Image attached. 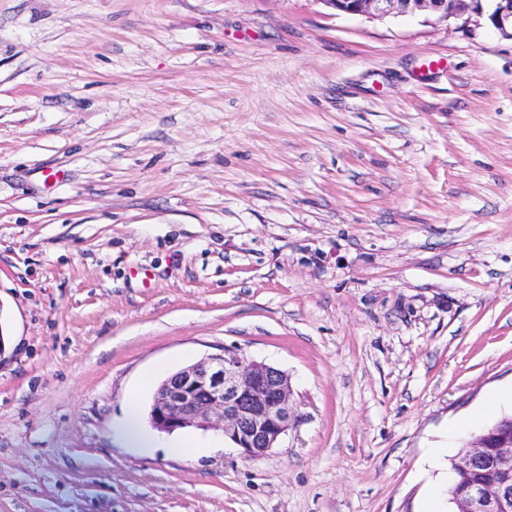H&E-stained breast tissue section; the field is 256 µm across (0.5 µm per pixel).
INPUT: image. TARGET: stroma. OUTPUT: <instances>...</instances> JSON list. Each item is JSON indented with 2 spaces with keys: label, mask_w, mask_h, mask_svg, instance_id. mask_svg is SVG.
Wrapping results in <instances>:
<instances>
[{
  "label": "stroma",
  "mask_w": 512,
  "mask_h": 512,
  "mask_svg": "<svg viewBox=\"0 0 512 512\" xmlns=\"http://www.w3.org/2000/svg\"><path fill=\"white\" fill-rule=\"evenodd\" d=\"M226 348L288 376L263 459L116 445L148 374ZM510 390L512 38L0 0V512H424L429 448Z\"/></svg>",
  "instance_id": "35a3bbf8"
}]
</instances>
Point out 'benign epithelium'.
<instances>
[{
  "mask_svg": "<svg viewBox=\"0 0 512 512\" xmlns=\"http://www.w3.org/2000/svg\"><path fill=\"white\" fill-rule=\"evenodd\" d=\"M326 7L369 18L427 12L442 20L468 23L483 13L479 0H320ZM490 24L512 36V0H492ZM153 428L171 433L216 424L257 461L276 446L295 421L288 375L238 350L210 355L166 377L158 386L149 414ZM463 470L496 474L491 484H473L455 498L456 512H512V422L496 424L471 440L458 457Z\"/></svg>",
  "mask_w": 512,
  "mask_h": 512,
  "instance_id": "7a95c632",
  "label": "benign epithelium"
}]
</instances>
